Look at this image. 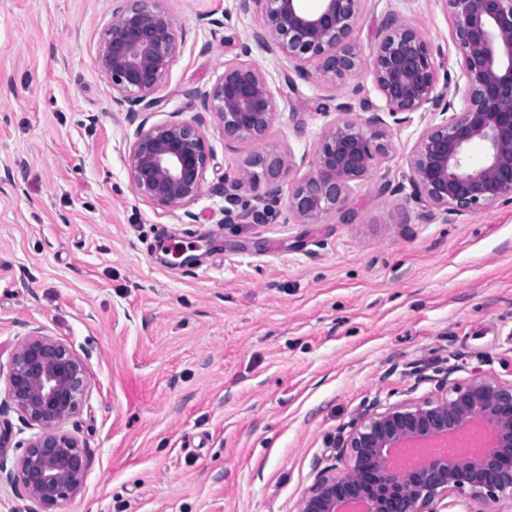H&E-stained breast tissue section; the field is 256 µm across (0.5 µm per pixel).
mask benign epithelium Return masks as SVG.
<instances>
[{"mask_svg": "<svg viewBox=\"0 0 512 512\" xmlns=\"http://www.w3.org/2000/svg\"><path fill=\"white\" fill-rule=\"evenodd\" d=\"M99 42L95 64L112 84V104L134 127L128 169L133 193L188 218L186 207L203 192L212 125L232 149L254 151L237 176L226 177L224 223L265 224L282 192L284 171L310 167L288 185V210L302 224L334 213L350 223L349 196L388 154L389 124L404 125L418 113L426 124L410 154V199L428 220L452 223L499 201L512 202V0H445L458 51L448 68L433 47L402 20L382 26L369 64L352 33L363 0H260L264 25L237 45L234 58L211 85L188 96L200 114L190 120L151 121L161 108L155 97L179 53L175 18L159 0H120ZM258 47L288 64L299 77L343 81L368 69L381 103L363 97L360 111L343 102L338 118L320 135L313 157L272 154L263 142L276 114L273 89L252 60ZM314 71H309L308 67ZM261 169L256 173L253 168ZM265 191L255 203L242 192ZM90 387L87 364L67 342L33 330L15 346L7 379L10 403L33 434L8 459L0 448V490L10 489L57 512L83 487L89 450L65 425L79 415ZM479 420L493 431L490 449L478 457L434 455L412 470L395 468L390 451L462 432ZM336 453L321 470L295 512H441L454 493L512 509V379L477 374L459 383L444 379L439 393L415 402L376 405L359 413Z\"/></svg>", "mask_w": 512, "mask_h": 512, "instance_id": "7a95c632", "label": "benign epithelium"}]
</instances>
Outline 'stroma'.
<instances>
[{"mask_svg": "<svg viewBox=\"0 0 512 512\" xmlns=\"http://www.w3.org/2000/svg\"><path fill=\"white\" fill-rule=\"evenodd\" d=\"M116 5L0 0V433L15 448L23 424L6 372L22 335L39 328L85 355L90 388L67 428L90 464L60 512H292L373 402L422 399L446 377H512V205L445 224L408 192L378 191L404 183L420 121L390 128L350 224L299 223L284 197L266 224L225 223L214 188L253 147L225 149L211 128L192 217L136 197L132 130L94 63ZM161 5L180 52L153 119L185 120L188 90L222 74L262 15L239 0ZM391 14L455 63L445 0H364L363 56ZM252 58L275 94V154L313 151L354 83L380 99L365 75L301 78L291 93L280 60ZM167 237L196 262L163 254Z\"/></svg>", "mask_w": 512, "mask_h": 512, "instance_id": "1", "label": "stroma"}]
</instances>
